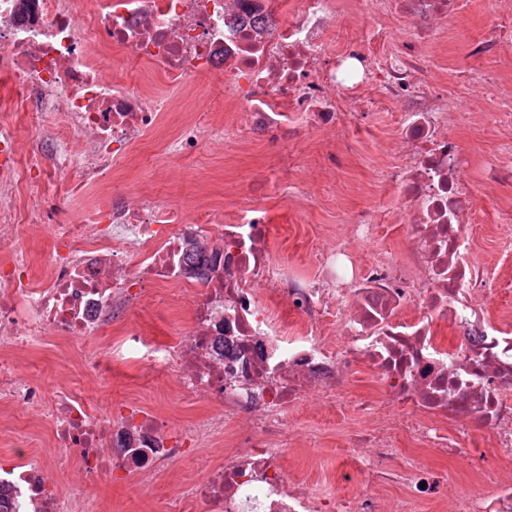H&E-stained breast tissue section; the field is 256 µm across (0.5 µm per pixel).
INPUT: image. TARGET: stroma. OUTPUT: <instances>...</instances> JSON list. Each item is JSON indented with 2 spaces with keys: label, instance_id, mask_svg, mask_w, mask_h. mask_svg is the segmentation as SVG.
<instances>
[{
  "label": "stroma",
  "instance_id": "obj_1",
  "mask_svg": "<svg viewBox=\"0 0 512 512\" xmlns=\"http://www.w3.org/2000/svg\"><path fill=\"white\" fill-rule=\"evenodd\" d=\"M464 15L449 28L437 47L438 56L462 58L466 44L484 34L495 5L493 0H464ZM183 109L167 113L161 131L146 137L131 163L120 173L104 177L103 182L116 192H161L185 203L189 210L221 208L233 210L238 202L241 181L258 179L278 160L281 149H288L298 167V184L267 199L270 216V245L275 257L287 258L293 271L314 276L308 255L319 243L342 235L345 215L371 207L385 213L395 203L393 191L383 187L376 174L392 163L396 144L394 116L389 112H356L349 136L336 146V171L328 173L318 156L319 135L298 137L282 133L277 142L243 143L225 137L190 158L171 159L167 143L183 118ZM468 150V162L460 178L475 196L478 222L473 227L476 259L479 263L499 265L504 245L512 240V190L497 189L485 179V168L493 158L512 165V131L491 124L486 113H469L465 123L453 126ZM46 210L55 222L64 223L71 215L95 205L96 190L66 199L56 197L51 188L40 190ZM54 224L35 227L26 250L34 280L47 270ZM191 293L181 288H156L148 295L137 317L147 336L173 343L189 325ZM100 339L54 338L20 352L17 358L22 375L44 391H52L59 379L80 388L95 409H105L113 399L131 397L151 407L172 430H180L218 413L214 402L188 396L165 378L154 375L135 361L116 362L110 373H89L83 367L85 355L94 351ZM50 427L40 413L24 405H0V454L9 440L24 439L37 449H45ZM336 446V432L326 429L321 450L307 459L303 450L290 452L283 460L287 472L301 471L318 486H327L334 478L328 462ZM203 475L200 459L189 457L173 463L145 488L135 479L97 484L92 501L97 512H163L178 490Z\"/></svg>",
  "mask_w": 512,
  "mask_h": 512
}]
</instances>
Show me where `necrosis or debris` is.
<instances>
[{"label": "necrosis or debris", "mask_w": 512, "mask_h": 512, "mask_svg": "<svg viewBox=\"0 0 512 512\" xmlns=\"http://www.w3.org/2000/svg\"><path fill=\"white\" fill-rule=\"evenodd\" d=\"M497 22L471 41L472 60L499 57L512 42V0H495ZM463 0H351L365 17L355 45L331 37L340 0H0V73L28 121L0 120V345L23 349L48 334L96 336L115 315L138 311L150 289L196 290L190 331L176 345L135 329L92 353L91 369L132 359L189 395L208 398L223 419L183 433L154 411L120 400L103 413L66 387L45 393L22 382L0 356V400L32 404L50 423L52 445L78 452L82 484L48 482L47 460L27 452L0 463V512H77L92 485L115 474L146 479L202 451L224 420L240 429L237 448L187 485L182 499L203 512H512V320L491 311L494 277L475 257L474 195L459 174L466 163L450 134L473 103L494 105L512 126V85L463 70L442 87L420 46L463 11ZM409 20L403 35L392 21ZM117 69L106 75L104 61ZM160 74L167 87L150 85ZM222 79L170 141L175 158L224 138L218 114L239 107L236 139L319 132L335 140L350 103L396 108L398 154L380 171L395 188L393 218L405 252L354 256L379 228L374 211L350 219L347 234L316 247L315 276L289 272L269 248L264 198L289 179L269 169L241 184L232 220L219 209L188 217L168 198L102 190L80 217L56 225L48 274L34 281L24 232L46 221L40 186L74 196L125 164L160 123L169 103L204 77ZM205 259L204 278L189 261ZM457 334L447 343L440 325ZM368 366L380 392L357 397L353 366ZM318 396L336 427L335 492L312 489L281 461L295 435L318 451L302 411ZM366 419L346 427L351 407ZM462 461L455 479L422 452Z\"/></svg>", "instance_id": "1"}]
</instances>
